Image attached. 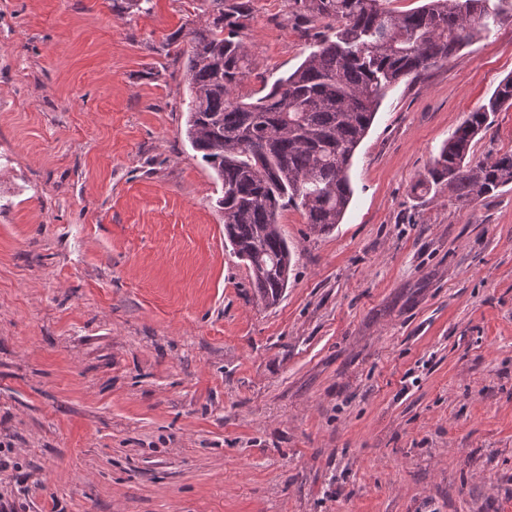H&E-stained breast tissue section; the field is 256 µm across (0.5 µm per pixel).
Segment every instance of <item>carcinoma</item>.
I'll list each match as a JSON object with an SVG mask.
<instances>
[{
	"instance_id": "1",
	"label": "carcinoma",
	"mask_w": 512,
	"mask_h": 512,
	"mask_svg": "<svg viewBox=\"0 0 512 512\" xmlns=\"http://www.w3.org/2000/svg\"><path fill=\"white\" fill-rule=\"evenodd\" d=\"M292 2L296 20L313 30L310 52L253 101L235 91L254 71L244 39L254 0H204L203 22L165 44L166 56L183 61L185 136L222 183L216 204L224 237L269 305L287 287L292 262L281 210L301 209L312 233H330L352 199L355 150L388 90L512 19V0H422L406 12L389 0ZM152 9V0H112L120 16ZM509 107L512 76L448 137L418 182L421 191L446 187L469 204L512 185V150L472 156L473 142Z\"/></svg>"
}]
</instances>
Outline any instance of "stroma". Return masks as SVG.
<instances>
[{
    "mask_svg": "<svg viewBox=\"0 0 512 512\" xmlns=\"http://www.w3.org/2000/svg\"><path fill=\"white\" fill-rule=\"evenodd\" d=\"M203 0H0V498L15 512H512V185L414 190L512 22L383 99L277 305L227 247L163 45ZM254 0L237 95L308 53Z\"/></svg>",
    "mask_w": 512,
    "mask_h": 512,
    "instance_id": "35a3bbf8",
    "label": "stroma"
}]
</instances>
